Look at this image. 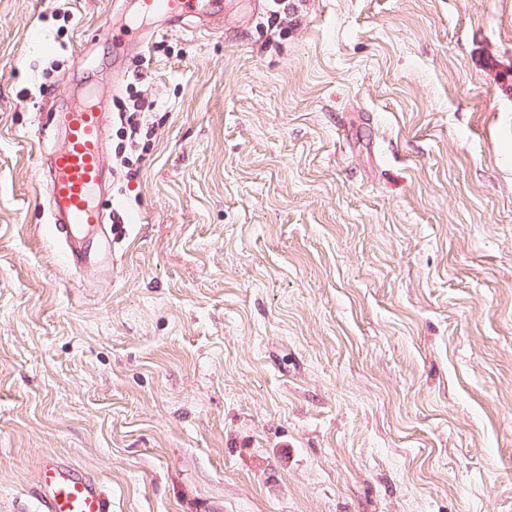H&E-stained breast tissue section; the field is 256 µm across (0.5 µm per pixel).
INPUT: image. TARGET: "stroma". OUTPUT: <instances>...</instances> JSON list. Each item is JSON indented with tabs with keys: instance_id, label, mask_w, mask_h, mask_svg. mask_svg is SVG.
Segmentation results:
<instances>
[{
	"instance_id": "obj_1",
	"label": "stroma",
	"mask_w": 512,
	"mask_h": 512,
	"mask_svg": "<svg viewBox=\"0 0 512 512\" xmlns=\"http://www.w3.org/2000/svg\"><path fill=\"white\" fill-rule=\"evenodd\" d=\"M125 50L134 0H0V512H512V0H273ZM154 132L64 262L53 110ZM127 91L130 92L129 98H132L133 101L132 107L130 108L126 105L125 108H118L116 113H112V123L115 120V122L120 124L117 133L129 142L131 151H136L142 136L148 139L153 133V122L148 123L147 119V114H150L147 111L153 110V102L146 105L144 99L133 95L132 83L127 87ZM39 475L38 500L42 512H109L106 489L94 480L78 476L60 457L46 455Z\"/></svg>"
}]
</instances>
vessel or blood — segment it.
Wrapping results in <instances>:
<instances>
[{"label": "vessel or blood", "instance_id": "1", "mask_svg": "<svg viewBox=\"0 0 512 512\" xmlns=\"http://www.w3.org/2000/svg\"><path fill=\"white\" fill-rule=\"evenodd\" d=\"M196 0H138L140 12L168 27H183L187 17L198 18L201 29H213L215 15L197 10ZM106 112L95 103L68 106L56 114L63 134L52 150L43 186L59 223L68 225L74 244L67 253L71 267L84 264L86 253L79 238L93 234L102 222L95 197L105 181L104 133ZM39 503L43 512H109L106 489L78 476L60 457L46 455L39 468Z\"/></svg>", "mask_w": 512, "mask_h": 512}]
</instances>
